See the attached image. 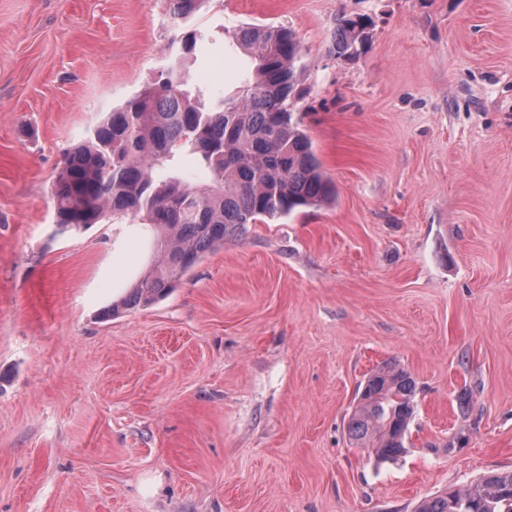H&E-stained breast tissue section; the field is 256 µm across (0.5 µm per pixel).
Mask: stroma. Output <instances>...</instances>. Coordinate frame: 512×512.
Masks as SVG:
<instances>
[{"mask_svg":"<svg viewBox=\"0 0 512 512\" xmlns=\"http://www.w3.org/2000/svg\"><path fill=\"white\" fill-rule=\"evenodd\" d=\"M344 14L369 22L348 59ZM241 24L297 36L336 196L106 320L156 237L59 234L51 186L178 28L168 0H0V512H413L512 469V0H208L194 85L250 77ZM387 363L417 390L380 463L347 422Z\"/></svg>","mask_w":512,"mask_h":512,"instance_id":"stroma-1","label":"stroma"}]
</instances>
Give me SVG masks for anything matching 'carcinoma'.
<instances>
[{
  "label": "carcinoma",
  "instance_id": "obj_1",
  "mask_svg": "<svg viewBox=\"0 0 512 512\" xmlns=\"http://www.w3.org/2000/svg\"><path fill=\"white\" fill-rule=\"evenodd\" d=\"M187 22L208 0H169ZM364 21L342 16L331 53L354 54ZM233 43L251 57V77L229 97L190 88L189 62L205 42L196 29L167 46L155 81L62 152L53 183L55 223L81 231L106 214L151 226L160 246L148 273L104 311L107 317L151 304L178 287L207 252L242 237L250 224L277 220L334 194L294 103L302 96V48L283 26L240 25ZM193 156L214 185L200 188L182 174ZM416 381L403 368L373 370L357 396L347 432L351 444L394 461L405 451ZM416 512H512V470L423 500Z\"/></svg>",
  "mask_w": 512,
  "mask_h": 512
}]
</instances>
